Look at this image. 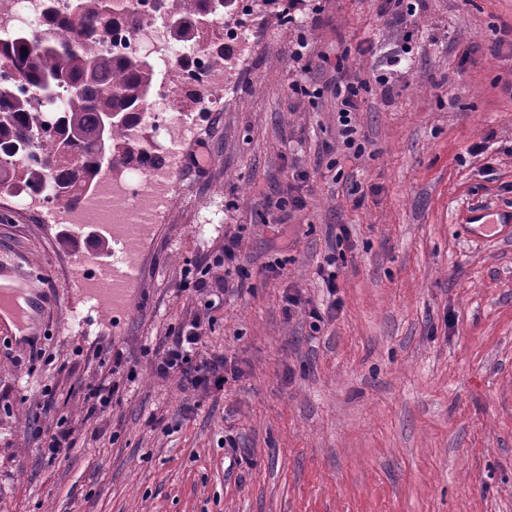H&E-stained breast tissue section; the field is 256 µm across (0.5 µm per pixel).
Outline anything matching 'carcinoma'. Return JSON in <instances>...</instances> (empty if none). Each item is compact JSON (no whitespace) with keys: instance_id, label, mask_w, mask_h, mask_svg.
Masks as SVG:
<instances>
[{"instance_id":"obj_1","label":"carcinoma","mask_w":512,"mask_h":512,"mask_svg":"<svg viewBox=\"0 0 512 512\" xmlns=\"http://www.w3.org/2000/svg\"><path fill=\"white\" fill-rule=\"evenodd\" d=\"M177 38L208 32L216 17L209 0H181ZM116 0H73L69 19L57 21L51 4L47 23L16 32L0 45V187H46L67 204L76 203L106 167L144 153L122 141L121 129L151 98L149 60L128 53L114 58L98 51L112 32ZM27 54H22V50ZM115 118L102 149L101 120Z\"/></svg>"}]
</instances>
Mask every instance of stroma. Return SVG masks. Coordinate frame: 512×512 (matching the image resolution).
Segmentation results:
<instances>
[{
  "label": "stroma",
  "instance_id": "35a3bbf8",
  "mask_svg": "<svg viewBox=\"0 0 512 512\" xmlns=\"http://www.w3.org/2000/svg\"><path fill=\"white\" fill-rule=\"evenodd\" d=\"M296 16L264 27L199 128L210 162L178 173L128 312L85 307L83 239L0 211V266L31 301L0 335V512H512V235L468 229L512 219V0H300ZM337 59L368 88L357 157ZM304 80L323 96L294 95ZM295 187L304 209L268 206ZM228 236L251 277L210 309L183 284L223 285ZM198 317L201 356L239 371L220 392L155 370ZM60 420L73 446L50 457L35 429Z\"/></svg>",
  "mask_w": 512,
  "mask_h": 512
}]
</instances>
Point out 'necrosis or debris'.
Wrapping results in <instances>:
<instances>
[{
  "instance_id": "necrosis-or-debris-1",
  "label": "necrosis or debris",
  "mask_w": 512,
  "mask_h": 512,
  "mask_svg": "<svg viewBox=\"0 0 512 512\" xmlns=\"http://www.w3.org/2000/svg\"><path fill=\"white\" fill-rule=\"evenodd\" d=\"M44 0H0V41L21 27L43 19ZM147 18L137 28L115 26L99 44L119 57L129 51L149 57L155 70V90L138 119L123 130L124 140L146 146L147 162L117 165L104 174L78 204L58 201L49 190H0V208L39 213L47 223L96 226L106 234L112 260L106 271L83 281L91 306L107 302L113 309L126 308L128 278L138 269L145 246L163 223L172 200L174 176L180 166L179 148L210 113L230 102L225 92L236 84L248 66L251 46L267 19L279 17L278 0H232L225 9L220 32L225 44L234 46L224 62L213 63L195 42L176 43L167 29L169 16L180 13L178 0H146ZM183 75L204 86L208 94L192 112H176L171 80Z\"/></svg>"
}]
</instances>
